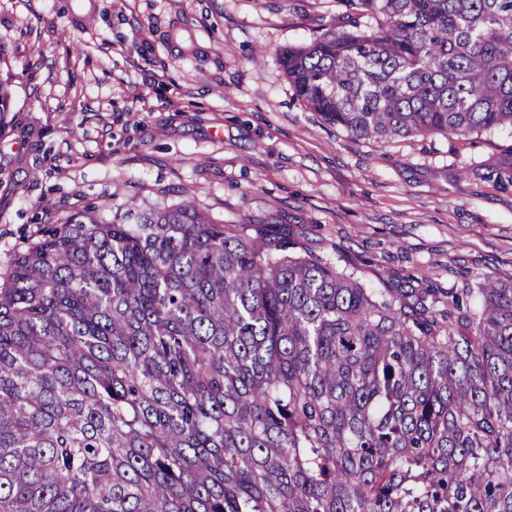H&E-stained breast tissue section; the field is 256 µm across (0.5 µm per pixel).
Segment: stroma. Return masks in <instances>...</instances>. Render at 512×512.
I'll list each match as a JSON object with an SVG mask.
<instances>
[{
    "label": "stroma",
    "mask_w": 512,
    "mask_h": 512,
    "mask_svg": "<svg viewBox=\"0 0 512 512\" xmlns=\"http://www.w3.org/2000/svg\"><path fill=\"white\" fill-rule=\"evenodd\" d=\"M346 0H0V278L44 228L192 202L279 224L369 288L512 284V128L357 139L281 50Z\"/></svg>",
    "instance_id": "1"
}]
</instances>
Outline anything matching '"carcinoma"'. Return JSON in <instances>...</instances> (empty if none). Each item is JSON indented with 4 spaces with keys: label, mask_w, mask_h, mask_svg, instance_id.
Listing matches in <instances>:
<instances>
[{
    "label": "carcinoma",
    "mask_w": 512,
    "mask_h": 512,
    "mask_svg": "<svg viewBox=\"0 0 512 512\" xmlns=\"http://www.w3.org/2000/svg\"><path fill=\"white\" fill-rule=\"evenodd\" d=\"M351 2L280 53L310 108L512 126V0ZM0 512H512V285L368 288L190 203L75 213L0 283Z\"/></svg>",
    "instance_id": "1"
}]
</instances>
